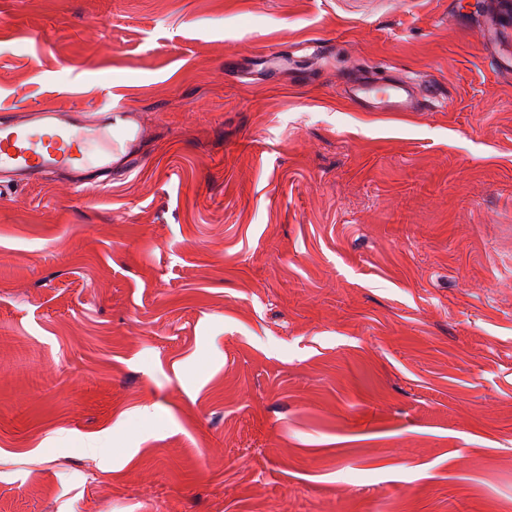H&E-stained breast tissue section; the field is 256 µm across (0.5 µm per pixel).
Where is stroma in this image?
<instances>
[{
	"mask_svg": "<svg viewBox=\"0 0 512 512\" xmlns=\"http://www.w3.org/2000/svg\"><path fill=\"white\" fill-rule=\"evenodd\" d=\"M493 55L504 0H0V116L143 127L0 199V512H512ZM370 69L448 104L361 111Z\"/></svg>",
	"mask_w": 512,
	"mask_h": 512,
	"instance_id": "1",
	"label": "stroma"
}]
</instances>
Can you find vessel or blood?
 <instances>
[{
    "label": "vessel or blood",
    "mask_w": 512,
    "mask_h": 512,
    "mask_svg": "<svg viewBox=\"0 0 512 512\" xmlns=\"http://www.w3.org/2000/svg\"><path fill=\"white\" fill-rule=\"evenodd\" d=\"M347 98L365 112H414L424 108L411 81H379L376 75L352 83ZM85 113L26 105L21 116L0 122V191H10L39 180L49 172L73 178L74 188L98 177L120 171L129 175L140 166L138 144L142 127L137 113L116 103L99 124L109 148L98 161H91Z\"/></svg>",
    "instance_id": "1"
}]
</instances>
